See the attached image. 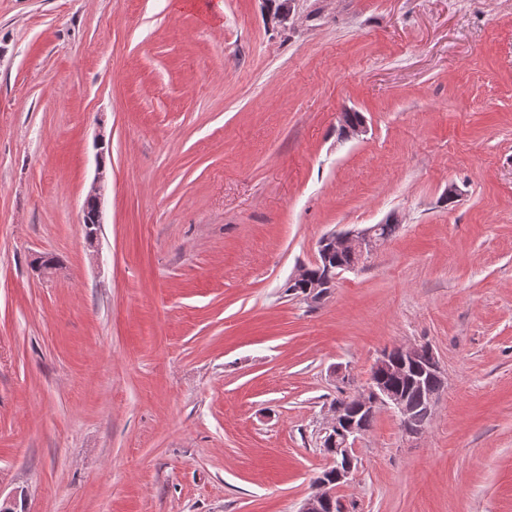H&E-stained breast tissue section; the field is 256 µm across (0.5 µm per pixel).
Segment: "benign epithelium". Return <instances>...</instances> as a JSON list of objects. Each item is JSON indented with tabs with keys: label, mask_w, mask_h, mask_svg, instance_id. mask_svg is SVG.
I'll return each instance as SVG.
<instances>
[{
	"label": "benign epithelium",
	"mask_w": 512,
	"mask_h": 512,
	"mask_svg": "<svg viewBox=\"0 0 512 512\" xmlns=\"http://www.w3.org/2000/svg\"><path fill=\"white\" fill-rule=\"evenodd\" d=\"M106 165L98 160L97 176L87 192L82 213L90 214L88 223L100 226L103 223L102 198L105 190ZM373 226L362 229L332 233L321 239L336 252L350 251L360 256L369 254L382 240L375 235ZM434 374H442L433 349L426 344L407 347H392L381 351L373 366L366 385L351 396L334 403L321 428L329 465L316 483V491L306 498L299 512H324L326 507L342 512L341 503L335 502L336 490L349 484L356 469L354 444L365 433L359 415L373 413L381 407L398 414L406 433L420 435L424 428L412 423L414 410L409 405L408 394L391 386L387 379L396 377L406 380L421 396L420 410L432 417L438 396L425 391L426 380Z\"/></svg>",
	"instance_id": "7a95c632"
}]
</instances>
